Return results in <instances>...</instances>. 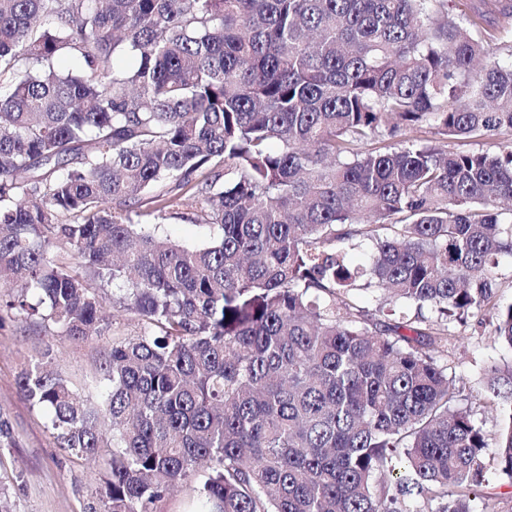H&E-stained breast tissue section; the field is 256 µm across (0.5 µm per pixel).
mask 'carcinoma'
<instances>
[{
  "label": "carcinoma",
  "instance_id": "cac0c4a2",
  "mask_svg": "<svg viewBox=\"0 0 512 512\" xmlns=\"http://www.w3.org/2000/svg\"><path fill=\"white\" fill-rule=\"evenodd\" d=\"M497 41L448 0H0V325L83 340L110 286L142 324L96 411L47 352L17 377L57 447L112 449L99 512L178 487L197 512H474L488 459L512 486V364L484 370L491 438L442 350L482 314L512 351V146L435 139L512 135ZM185 217L205 244L163 233Z\"/></svg>",
  "mask_w": 512,
  "mask_h": 512
}]
</instances>
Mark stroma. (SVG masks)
Masks as SVG:
<instances>
[{"label":"stroma","instance_id":"stroma-1","mask_svg":"<svg viewBox=\"0 0 512 512\" xmlns=\"http://www.w3.org/2000/svg\"><path fill=\"white\" fill-rule=\"evenodd\" d=\"M102 307L108 319L103 331L79 342L15 322L0 328V408L22 437L20 447L0 448V494L12 512H89V488L109 467L111 449H99L94 458L84 459L57 448L46 430L43 412L30 405L16 383L29 361L50 350L72 388L89 404L98 405L104 352L111 347L113 337L140 332L136 316L113 306L111 291H104ZM453 332L450 365L464 403L487 432H494L498 412L484 389L482 376L487 366L511 361L512 352L495 340L485 316H474Z\"/></svg>","mask_w":512,"mask_h":512}]
</instances>
